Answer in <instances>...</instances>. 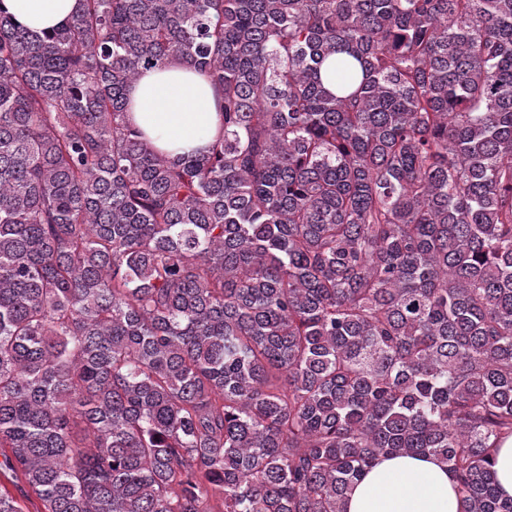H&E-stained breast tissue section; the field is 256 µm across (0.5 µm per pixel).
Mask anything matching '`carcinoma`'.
<instances>
[{
    "mask_svg": "<svg viewBox=\"0 0 512 512\" xmlns=\"http://www.w3.org/2000/svg\"><path fill=\"white\" fill-rule=\"evenodd\" d=\"M172 61L181 155L126 120ZM509 437L512 0L0 12V512H342L413 454L512 512ZM80 7V0H1L0 11L17 24L43 31L60 24ZM130 97V118L163 151L191 152L221 127L207 79L179 64L144 72ZM496 480L504 497H512V438L507 439L495 457Z\"/></svg>",
    "mask_w": 512,
    "mask_h": 512,
    "instance_id": "cac0c4a2",
    "label": "carcinoma"
}]
</instances>
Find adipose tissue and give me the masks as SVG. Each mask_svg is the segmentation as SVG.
Here are the masks:
<instances>
[{"instance_id": "obj_1", "label": "adipose tissue", "mask_w": 512, "mask_h": 512, "mask_svg": "<svg viewBox=\"0 0 512 512\" xmlns=\"http://www.w3.org/2000/svg\"><path fill=\"white\" fill-rule=\"evenodd\" d=\"M80 0H0V11L38 31L60 24ZM130 117L158 149L202 147L221 127L213 90L199 73L178 64L143 73L130 94ZM344 512H457L455 481L434 457L378 459L348 494Z\"/></svg>"}]
</instances>
